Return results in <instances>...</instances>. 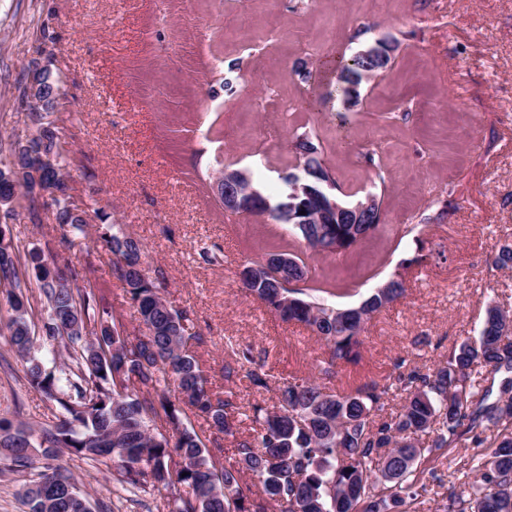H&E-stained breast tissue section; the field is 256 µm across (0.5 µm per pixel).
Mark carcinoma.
Listing matches in <instances>:
<instances>
[{
	"label": "carcinoma",
	"instance_id": "obj_1",
	"mask_svg": "<svg viewBox=\"0 0 512 512\" xmlns=\"http://www.w3.org/2000/svg\"><path fill=\"white\" fill-rule=\"evenodd\" d=\"M371 65L361 55L336 61L349 95ZM43 147L55 159L50 176L61 190L59 224L83 235L87 224L70 207L56 134ZM293 149L312 169L308 184L330 179L313 136H296ZM101 238L116 257L115 274L129 288L143 337L111 332L114 317L94 289L62 288L50 279L47 266L56 264L55 256L40 249L0 254V279L13 309L9 343L30 362V386L58 407L55 421L37 430L0 418V472L26 476L18 491L25 512H91L72 475L54 464L66 454L93 463L111 459L122 491L159 495L168 512H399L426 491L420 483L425 473L446 488L444 512H512V319L498 304L488 305L479 335L451 347L430 372L414 368L388 384L370 382L345 395L327 394L303 379L283 383L277 410L253 407L260 432L252 435L239 432L241 412L233 399L209 386L190 349L203 336L193 330L189 313L168 305L161 285L142 271L125 269L129 254H142L140 241L112 224ZM20 265L35 278L47 309L45 339L67 352V361L54 368L31 356L29 330L35 324ZM490 265L512 270V243H503ZM243 288L280 320L311 328L327 348L324 371L330 375L360 358L362 324L400 298L405 282L395 281L384 299L378 293L369 297L352 322L340 320V307L275 277ZM286 299L294 310L281 308ZM83 328L101 334L112 355L90 354ZM172 383L180 394L174 400L167 393ZM392 396L403 404L386 416ZM190 413L216 433L238 435L232 454L207 447L185 424ZM156 420L176 439L151 432L149 423ZM462 440L470 441L479 476L467 498L455 482L444 481L435 456ZM34 441L45 459L37 471L25 448ZM246 473L258 478L259 491L242 485Z\"/></svg>",
	"mask_w": 512,
	"mask_h": 512
}]
</instances>
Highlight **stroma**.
Wrapping results in <instances>:
<instances>
[{"label":"stroma","instance_id":"stroma-1","mask_svg":"<svg viewBox=\"0 0 512 512\" xmlns=\"http://www.w3.org/2000/svg\"><path fill=\"white\" fill-rule=\"evenodd\" d=\"M383 37L391 64L347 106L334 60ZM34 58L60 81L53 120L71 195L94 209L70 245L55 207L20 198L13 247L69 257L71 287L96 286L123 334L140 336L100 238L102 225H123L143 245L144 274L203 336L211 388L233 392L242 410L273 405L294 378L347 393L396 377L402 357L435 367L479 334L489 302L512 310V271L488 265L512 242V0H0L4 161L32 132L20 87ZM304 132L317 135L338 200L382 203L378 229L337 254L307 249L270 216L226 211L210 187L219 170H241L278 201L283 175L302 171L291 141ZM368 149L372 167L360 159ZM273 251L301 259L307 288L334 306L403 276L404 295L367 322L358 363L324 376L318 337L242 290L241 266ZM11 316L0 294V417L37 427L55 406L8 344ZM231 343L250 347L268 388L239 369L225 376ZM60 463L95 512H143L117 500L112 463Z\"/></svg>","mask_w":512,"mask_h":512}]
</instances>
